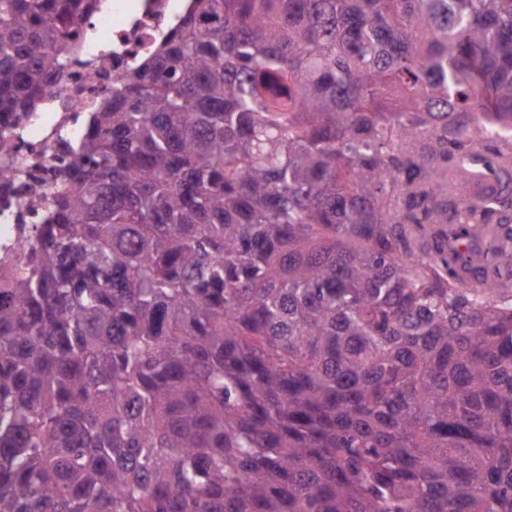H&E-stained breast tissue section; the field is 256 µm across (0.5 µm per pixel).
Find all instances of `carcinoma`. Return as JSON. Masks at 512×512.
<instances>
[{
	"label": "carcinoma",
	"instance_id": "carcinoma-1",
	"mask_svg": "<svg viewBox=\"0 0 512 512\" xmlns=\"http://www.w3.org/2000/svg\"><path fill=\"white\" fill-rule=\"evenodd\" d=\"M511 143L512 0H191L0 273V512H512Z\"/></svg>",
	"mask_w": 512,
	"mask_h": 512
}]
</instances>
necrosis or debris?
Listing matches in <instances>:
<instances>
[{"label": "necrosis or debris", "mask_w": 512, "mask_h": 512, "mask_svg": "<svg viewBox=\"0 0 512 512\" xmlns=\"http://www.w3.org/2000/svg\"><path fill=\"white\" fill-rule=\"evenodd\" d=\"M190 0H99L79 24L80 48L64 56L62 81L36 112L13 115V149L0 154V268L23 261L31 230L50 207L55 171L65 150L86 133L90 116L119 77L151 54Z\"/></svg>", "instance_id": "1"}]
</instances>
